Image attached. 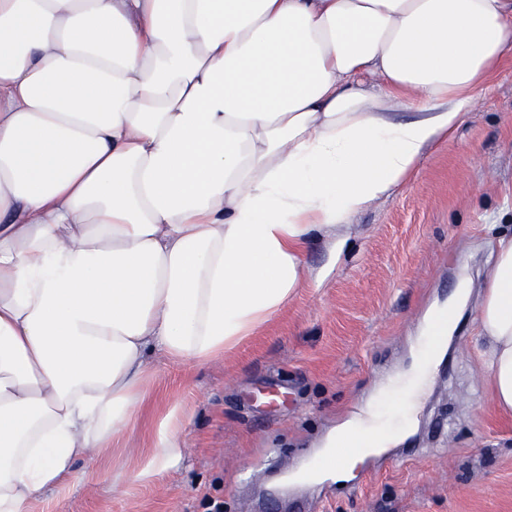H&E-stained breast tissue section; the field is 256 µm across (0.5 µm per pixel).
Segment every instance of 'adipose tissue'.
Returning a JSON list of instances; mask_svg holds the SVG:
<instances>
[{
	"mask_svg": "<svg viewBox=\"0 0 512 512\" xmlns=\"http://www.w3.org/2000/svg\"><path fill=\"white\" fill-rule=\"evenodd\" d=\"M511 53L512 0H0V512L126 435L152 357L209 363L321 287L312 234L340 254ZM485 288L512 411V235ZM454 324L388 387L401 423L335 427L321 477L401 440ZM184 424L171 403L138 482L179 467Z\"/></svg>",
	"mask_w": 512,
	"mask_h": 512,
	"instance_id": "ef3b65f1",
	"label": "adipose tissue"
}]
</instances>
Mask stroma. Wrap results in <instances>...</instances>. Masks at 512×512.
I'll list each match as a JSON object with an SVG mask.
<instances>
[{
  "label": "stroma",
  "instance_id": "obj_1",
  "mask_svg": "<svg viewBox=\"0 0 512 512\" xmlns=\"http://www.w3.org/2000/svg\"><path fill=\"white\" fill-rule=\"evenodd\" d=\"M347 250L304 258L329 269L269 323L213 361L158 363L135 427L119 447L80 461L56 512H512V413L496 405L483 365L479 308L495 239L512 233V54L430 150L408 183L352 219ZM468 287L401 442L411 456L345 485L282 492L334 427L411 366L431 313ZM287 400L268 406L270 390ZM187 416L184 461L143 485L135 464L171 402Z\"/></svg>",
  "mask_w": 512,
  "mask_h": 512
}]
</instances>
